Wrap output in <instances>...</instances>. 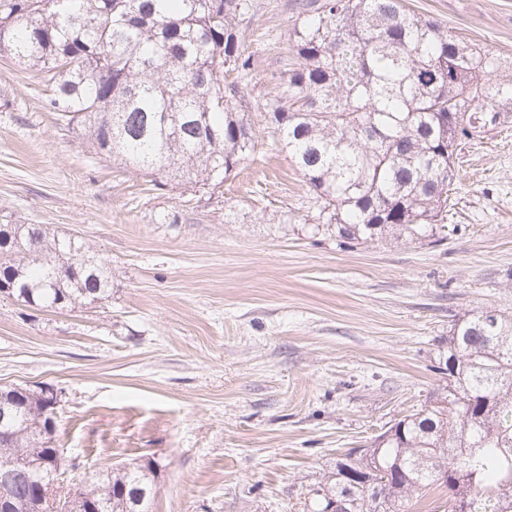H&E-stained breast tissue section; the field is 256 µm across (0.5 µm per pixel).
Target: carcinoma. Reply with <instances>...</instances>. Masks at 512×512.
Returning <instances> with one entry per match:
<instances>
[{
	"mask_svg": "<svg viewBox=\"0 0 512 512\" xmlns=\"http://www.w3.org/2000/svg\"><path fill=\"white\" fill-rule=\"evenodd\" d=\"M289 32L296 62L265 104L268 151L286 152L312 191L314 223L349 245L447 236L453 147L498 124L512 77L497 59L402 0H303ZM253 0H0V53L36 70L46 104L84 129L96 154L144 176L223 185L258 148L243 105L242 49ZM78 256L75 267L62 259ZM28 306L74 309L112 295V273L80 240L41 224H0V286ZM440 370L448 389L394 422L368 448L336 459L308 512H400L448 491L449 512H512V314L458 319ZM0 395V459L34 481L58 455L45 410ZM157 470L134 463L92 474L64 494L67 512H152Z\"/></svg>",
	"mask_w": 512,
	"mask_h": 512,
	"instance_id": "obj_1",
	"label": "carcinoma"
}]
</instances>
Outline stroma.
<instances>
[{
    "mask_svg": "<svg viewBox=\"0 0 512 512\" xmlns=\"http://www.w3.org/2000/svg\"><path fill=\"white\" fill-rule=\"evenodd\" d=\"M293 2L254 0L242 30L264 142ZM405 3L512 73V0ZM454 168L440 245L350 246L314 224L287 154L259 151L220 188H157L100 159L0 56V216L77 235L112 270L111 298L72 310L0 297V386L62 393L56 443L78 464L62 486L151 458L152 512H305L337 458L447 385L458 318L512 311V105Z\"/></svg>",
    "mask_w": 512,
    "mask_h": 512,
    "instance_id": "obj_1",
    "label": "stroma"
}]
</instances>
